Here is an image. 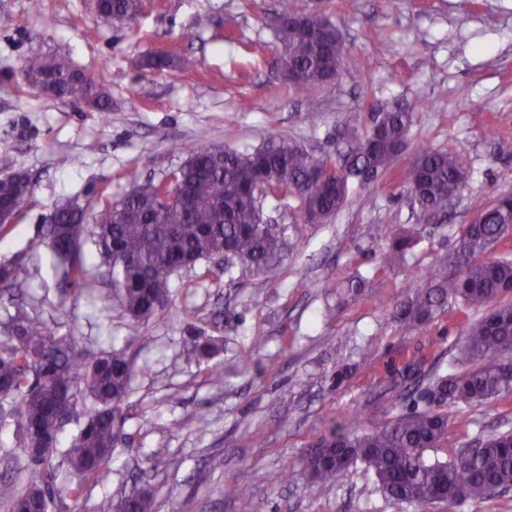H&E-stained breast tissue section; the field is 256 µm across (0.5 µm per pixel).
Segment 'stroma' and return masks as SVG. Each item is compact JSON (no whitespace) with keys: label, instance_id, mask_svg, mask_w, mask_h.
I'll return each instance as SVG.
<instances>
[{"label":"stroma","instance_id":"obj_1","mask_svg":"<svg viewBox=\"0 0 512 512\" xmlns=\"http://www.w3.org/2000/svg\"><path fill=\"white\" fill-rule=\"evenodd\" d=\"M293 2L327 16L343 39L332 85L298 92L281 77L268 25L278 0H147L131 27L105 23L90 0H0V16L11 19L0 29V178L22 169L32 179L13 227L0 231V260L21 259L29 270L0 296V323L22 308L85 349H125L133 365L111 477L50 512H90L136 481L151 489L157 512H241L224 493L229 477L251 487V512H512V490L419 505L389 500L361 465L326 491L305 472L330 431L402 411L398 370L407 358L424 357L429 373L468 367L458 349L471 311L451 301L428 324L407 326L390 308L435 255L451 251L479 207L512 194V0ZM60 49L100 81L109 111L28 86L23 61ZM162 52L197 66H143ZM391 102L415 115L394 169L354 185L320 223L304 222L296 196L265 200L285 241L273 272L201 262L172 276L163 311L135 323L117 314L110 281L92 296L62 295L61 267L34 243L54 205L120 200L130 173L166 179L186 160V145L251 151L290 137L336 156L353 128ZM421 147L469 162L461 195L435 224L417 223L397 175ZM397 233L415 244L382 267ZM193 336L214 339L210 360L189 359ZM214 370L223 387L210 384ZM447 410V433L427 460H449L512 429V397ZM214 453L223 468L210 467ZM26 463L16 419L7 417L0 479Z\"/></svg>","mask_w":512,"mask_h":512}]
</instances>
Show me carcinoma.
<instances>
[{
    "instance_id": "carcinoma-1",
    "label": "carcinoma",
    "mask_w": 512,
    "mask_h": 512,
    "mask_svg": "<svg viewBox=\"0 0 512 512\" xmlns=\"http://www.w3.org/2000/svg\"><path fill=\"white\" fill-rule=\"evenodd\" d=\"M142 0H104L102 18L110 24L133 25L142 10ZM276 40L288 48L281 59L283 73L299 91L330 84L341 73L343 43L322 41L304 26L292 0H280L272 17ZM144 65L157 70L177 66L194 68L189 57H149ZM22 71L33 88L52 85L51 96L83 100L97 110L105 109L107 96L94 77L76 68L70 57L59 52L52 57L33 55ZM413 113L399 103H390L371 113L368 129L354 135L346 153L337 160L316 153L293 139L272 140L251 152L224 149L211 153L202 145L187 146V159L175 178L186 191V202L164 207L159 203L167 189L154 188L123 203L117 209L107 201L88 209V214L63 213L58 223L47 224L43 237L62 265L70 286L88 290L97 283L83 254L84 240L91 236L98 246L100 266L118 292V314L134 322L163 310L170 296V277L188 265H196L213 254L231 249L245 259L243 265L270 272L281 257L278 237L261 223L263 208L244 200L260 174L275 175L269 194L295 195L303 205L334 214L347 198L348 179L336 177V191L317 174L335 168L348 174L369 170L388 171L408 142ZM467 159L450 151L419 148L409 167L400 174L407 189L414 191L419 207L439 214L447 211L448 198L460 195L466 177ZM30 189L21 182L0 178V202L15 203ZM512 207L502 197L480 209V221L467 224L449 253L437 256L426 286H409L404 300L391 310L400 321L424 324L434 318L448 299L460 301L478 314L462 341L460 352L472 366L463 373L436 375L429 388L455 403L484 404L512 396V362L504 354L512 350V259L489 258L488 252L508 234L503 223ZM410 240L397 236L383 252V264L393 265L404 255ZM28 275L16 260L0 263V289L9 290ZM212 339L194 338L190 356L210 358ZM132 367L123 350L88 352L74 337L60 333L45 322L19 310L0 336V408L16 405L23 447L37 438L41 448L30 461L27 486L15 480H0V508L4 512H36L32 490L42 488L48 501L74 502L83 496L84 483H99L112 475V452L122 441L116 426L128 398ZM70 397L91 399L87 422L65 453L56 460L59 443L56 400ZM448 413L432 404L396 414L370 430L349 429L323 438L331 443L326 461L309 481L328 488L349 469L362 463L371 470L383 493L394 500L418 504L478 499L493 489L512 488V431L505 430L482 440L473 456L462 453L446 461L429 462L428 448L436 447L448 429ZM132 499L105 496L93 512H155L153 494L133 486Z\"/></svg>"
}]
</instances>
